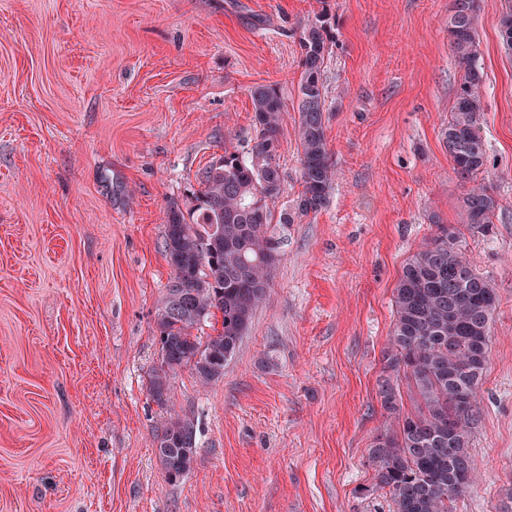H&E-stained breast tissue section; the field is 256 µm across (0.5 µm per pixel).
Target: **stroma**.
Masks as SVG:
<instances>
[{
	"label": "stroma",
	"instance_id": "35a3bbf8",
	"mask_svg": "<svg viewBox=\"0 0 512 512\" xmlns=\"http://www.w3.org/2000/svg\"><path fill=\"white\" fill-rule=\"evenodd\" d=\"M479 0L483 137L501 203L466 252L495 285L487 370L453 512L512 507V51ZM450 0H0V512H390L369 449L408 259L456 223L467 185L443 143L462 71ZM327 21L320 212L272 222L279 257L221 380L149 392L172 277L171 207L256 138L251 91L286 112L275 211L300 183L301 26ZM198 422L169 482L154 438Z\"/></svg>",
	"mask_w": 512,
	"mask_h": 512
}]
</instances>
